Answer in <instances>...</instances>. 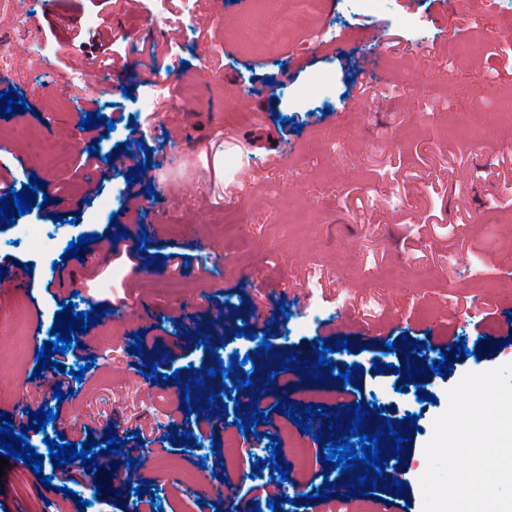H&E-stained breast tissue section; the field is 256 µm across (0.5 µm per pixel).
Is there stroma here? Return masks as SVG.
<instances>
[{"label": "stroma", "instance_id": "obj_1", "mask_svg": "<svg viewBox=\"0 0 512 512\" xmlns=\"http://www.w3.org/2000/svg\"><path fill=\"white\" fill-rule=\"evenodd\" d=\"M165 30L152 26L143 0H0V48L12 53L13 73L0 78V93L17 91L22 115L0 113V184L43 186L23 224H41L58 242L47 249L8 246L14 227L0 224V323L19 324L23 348L0 337V369L17 385L0 392V415L28 422L45 406L59 413L54 434L81 443L124 439L133 457L94 455L92 463L61 467L44 461L33 474L11 460L0 478V512H81L74 494L90 496L93 512H133L134 490L150 484L163 512H227V501L264 484L257 467L277 461L293 466L295 449L308 451V474L324 469L321 443L285 416V404L313 410L376 403L390 418L407 415L402 378L406 342L434 337L464 342L466 354L449 355L451 374L423 382L417 428L396 465L406 484L392 512H422L423 452L434 419L447 407V392L469 372L512 364V293L501 283L512 269V120L492 128L475 115L506 111L512 92V31L489 0H384L376 11L345 13L342 0H207L188 14L182 0H167ZM31 10L28 30L18 15ZM345 17L358 45L333 49L305 37L304 13ZM417 16L415 31L401 17ZM194 24L197 39L182 46L174 33ZM389 33L385 45L373 29ZM178 69L196 95L141 115L133 104L153 88L161 69ZM100 113L97 126L83 118ZM116 120L108 129V120ZM70 138L95 147L89 172L82 156L63 167L49 153L31 152L12 133ZM237 138L236 183L221 189L212 178L209 147ZM139 140L145 170L113 169L107 156ZM285 151L281 167L264 163ZM135 182L128 228L149 223L145 247L151 266L131 274L125 256L134 246L101 201ZM161 197L144 213L150 190ZM241 219L233 237L221 235L225 217ZM90 236L78 257L64 258L69 242ZM188 253L183 276L187 305L163 290L162 256ZM333 311L304 320L309 285ZM110 309L59 357L57 368L32 377L36 354L62 306ZM239 308L244 323L269 331L273 353L311 354L319 336L346 341L335 353V373L313 380L295 373L293 387L256 386L267 415L252 443H238L222 467L200 470L194 440L196 415L164 375L200 371L197 345L249 341L221 327L224 305ZM141 353H133L132 343ZM394 343L390 368L376 373L375 354ZM176 355L168 363L167 355ZM156 366L151 382L142 365ZM361 375L351 393L336 391V375L351 365ZM86 366L79 394L57 401L50 386L67 384L70 370ZM117 463L131 471L121 494L96 495L88 466ZM202 473L205 484L224 487L225 498L201 500L168 489L164 466ZM50 476L43 485L40 475ZM373 496L298 497L291 512H376Z\"/></svg>", "mask_w": 512, "mask_h": 512}]
</instances>
